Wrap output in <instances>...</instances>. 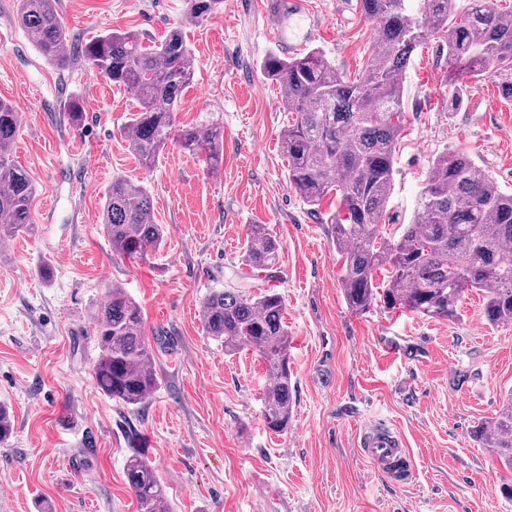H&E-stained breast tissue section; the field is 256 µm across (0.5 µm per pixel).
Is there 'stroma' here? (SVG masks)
<instances>
[{
  "instance_id": "1",
  "label": "stroma",
  "mask_w": 512,
  "mask_h": 512,
  "mask_svg": "<svg viewBox=\"0 0 512 512\" xmlns=\"http://www.w3.org/2000/svg\"><path fill=\"white\" fill-rule=\"evenodd\" d=\"M224 0L222 12L183 25L184 0H59L67 68L47 62L0 0V98L21 113L13 158L35 188L33 226L0 246V403L14 428L0 444V512H137L124 475L129 457L155 466L173 512H512V481L471 431L512 390V324L492 326L483 294L466 291L449 322L406 311H351L342 259L319 212L288 187L281 134L291 119L262 59L321 49L341 73L367 66L372 31L358 0ZM183 26L193 80L177 128L218 120L216 174L177 144L153 169L128 149L136 99L92 71L78 47L107 30L161 40ZM448 66L437 40L418 47L404 74L405 126L384 216L385 236L411 223L433 159L466 151L512 191V105L488 77L466 78L448 104ZM84 122L72 127L67 103ZM123 175L151 193L165 234L149 259L113 256L102 228L104 194ZM267 225L279 261L252 279L284 300L296 405L286 432L260 417L269 380L251 349L225 353L200 316L205 295L236 282L246 228ZM52 271L43 279V268ZM144 314L159 385L140 407L96 386L93 315L111 286ZM418 351L408 364L384 340ZM384 421L405 438L414 477L390 484L357 446L361 425Z\"/></svg>"
}]
</instances>
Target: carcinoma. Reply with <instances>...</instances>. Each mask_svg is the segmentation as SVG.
<instances>
[{"label":"carcinoma","instance_id":"cac0c4a2","mask_svg":"<svg viewBox=\"0 0 512 512\" xmlns=\"http://www.w3.org/2000/svg\"><path fill=\"white\" fill-rule=\"evenodd\" d=\"M58 0H19L18 20L38 52L65 67L67 32ZM361 15L373 25L365 70L354 80L317 49L299 56L271 53L261 70L279 84L285 111L294 114L281 149L288 161V187L316 210L332 195L327 213L331 237L343 260L339 284L349 308L365 314L376 308L405 309L418 316L454 321L463 293L485 292L484 316L494 325L512 324V193L502 191L475 168L462 151L437 155L426 172L414 218L396 240L381 234L394 179L396 143L401 134L403 73L415 49L430 38L447 48L448 105L463 94V78L487 75L502 99L512 103V10L498 0H359ZM184 20L210 17L224 0H185ZM89 66L110 83L136 93L129 149L144 168L158 162L175 142L203 158L211 172L223 163L224 133L211 120L178 129L173 112L194 72V54L183 27L160 42L147 43L132 32L101 34L82 47ZM18 112L0 100V242L32 228L34 188L12 156ZM148 190L127 178L112 177L103 208V230L112 254L140 261L161 245L163 230L153 223ZM279 244L264 224H250L244 261L269 270ZM387 276L377 282V271ZM282 297L258 294L244 282L213 290L201 304L208 336L224 352L253 349L265 364L271 384L263 398L261 420L275 433L288 430L295 406L290 368V338ZM99 355L97 387L113 400L137 407L157 387L153 353L141 307L114 287L94 318ZM472 437L491 448L512 470V393L499 413L474 427ZM138 512H172L156 470L131 457L125 465Z\"/></svg>","mask_w":512,"mask_h":512}]
</instances>
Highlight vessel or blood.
Instances as JSON below:
<instances>
[{
    "label": "vessel or blood",
    "instance_id": "vessel-or-blood-1",
    "mask_svg": "<svg viewBox=\"0 0 512 512\" xmlns=\"http://www.w3.org/2000/svg\"><path fill=\"white\" fill-rule=\"evenodd\" d=\"M358 446L362 455L371 463L374 470L388 477H401L410 481L412 470L396 472L398 463L406 461L408 452L401 434L390 425L373 422L363 425L358 433Z\"/></svg>",
    "mask_w": 512,
    "mask_h": 512
}]
</instances>
